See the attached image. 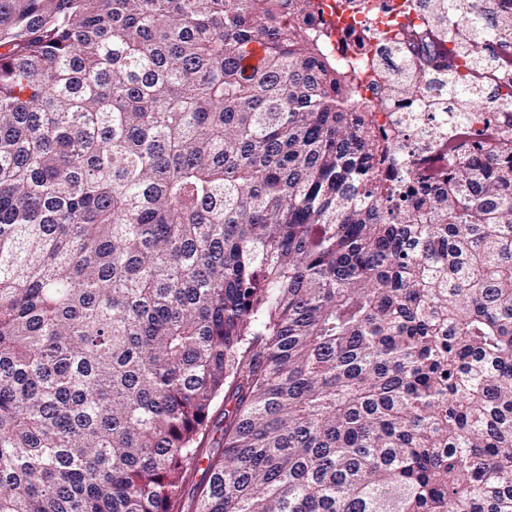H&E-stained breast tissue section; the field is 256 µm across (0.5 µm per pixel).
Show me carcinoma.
I'll list each match as a JSON object with an SVG mask.
<instances>
[{"mask_svg": "<svg viewBox=\"0 0 512 512\" xmlns=\"http://www.w3.org/2000/svg\"><path fill=\"white\" fill-rule=\"evenodd\" d=\"M319 9L0 0V512H512V138L392 172Z\"/></svg>", "mask_w": 512, "mask_h": 512, "instance_id": "obj_1", "label": "carcinoma"}]
</instances>
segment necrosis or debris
I'll return each instance as SVG.
<instances>
[{
  "label": "necrosis or debris",
  "instance_id": "4bbe7bcc",
  "mask_svg": "<svg viewBox=\"0 0 512 512\" xmlns=\"http://www.w3.org/2000/svg\"><path fill=\"white\" fill-rule=\"evenodd\" d=\"M494 9L512 21V0H462L448 17V37L440 39L434 14L423 0H342V34L332 51L339 62L358 78L362 104L371 111L377 131L383 132L400 151L408 169L428 161L447 172L462 153L487 161L489 151L512 133V36H495L483 45L489 66L476 69L459 40L468 28L470 15ZM433 43L436 65L452 70L465 82L485 88L490 107L480 111L436 112L434 91L421 71V49ZM394 52L413 74L412 90L386 78V52Z\"/></svg>",
  "mask_w": 512,
  "mask_h": 512
}]
</instances>
